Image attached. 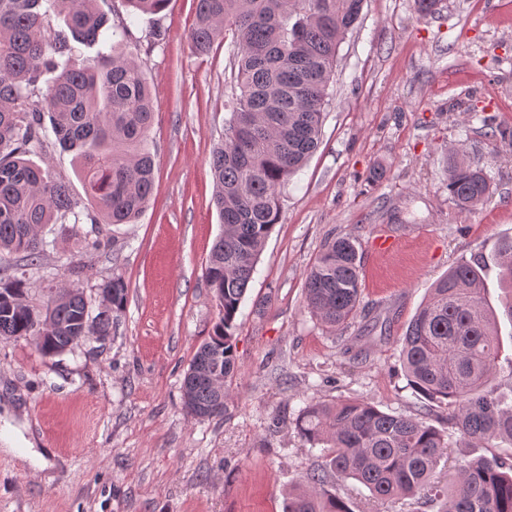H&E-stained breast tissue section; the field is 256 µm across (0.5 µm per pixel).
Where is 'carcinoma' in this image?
<instances>
[{
	"label": "carcinoma",
	"instance_id": "1",
	"mask_svg": "<svg viewBox=\"0 0 512 512\" xmlns=\"http://www.w3.org/2000/svg\"><path fill=\"white\" fill-rule=\"evenodd\" d=\"M169 0H126L142 14L162 12ZM364 0H195L189 40L208 54L232 35L235 71L224 104V140L213 151L214 204L223 231L204 276L218 321L196 350L182 383L188 415H224L229 381L238 369L236 317L258 257L280 217L278 191L320 142L327 90L338 48L359 21ZM67 31L57 32L52 18ZM116 35L98 0H0V255L34 262L44 254L42 228L79 220L77 202L50 166L29 159L55 141L74 153L92 224H131L147 205L154 160L147 145L153 110L142 66L122 53L94 65L60 64L79 45ZM46 71L47 90L29 98ZM491 191L483 168L454 159L448 195L463 211ZM512 321V237L495 243L491 258L463 257L438 279L401 339L410 388L448 410V425L484 448L512 447V403L496 395L503 346L490 276ZM128 285L120 274L101 287L92 316L83 293L65 287L45 311L31 308L21 281H0V341L31 340L45 356L59 355L87 336H109L124 308ZM356 240L324 245L306 273V308L336 329L354 318L361 301ZM217 366L224 390L200 371ZM298 435L322 446L321 464L288 491L283 512H353L337 487L354 480L381 503L423 500L436 512H512V456L452 458L448 432L418 417L386 413L370 402H308L294 420ZM454 460L448 479L440 465Z\"/></svg>",
	"mask_w": 512,
	"mask_h": 512
}]
</instances>
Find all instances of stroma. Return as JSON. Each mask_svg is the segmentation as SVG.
<instances>
[{"instance_id": "35a3bbf8", "label": "stroma", "mask_w": 512, "mask_h": 512, "mask_svg": "<svg viewBox=\"0 0 512 512\" xmlns=\"http://www.w3.org/2000/svg\"><path fill=\"white\" fill-rule=\"evenodd\" d=\"M505 2L440 0L423 17L414 0H365L338 50L320 145L280 189V222L241 304L227 409L195 419L181 383L217 319L204 277L223 230L210 161L234 49L223 40L208 55L192 51L194 0H169L156 15L99 0L111 24L128 26L123 49L150 86L154 191L136 223L51 224L39 262L9 261L8 275L40 308L73 285L97 309L100 285L116 273L128 293L103 341L55 357L23 338L0 342V512H283L320 454L293 426L306 402L355 398L391 414L428 413L407 384L400 339L458 259L512 236ZM455 152L491 182L469 212L446 189ZM33 159L84 202L70 152L51 144ZM344 235L363 257L362 301L334 331L306 309L304 282L326 241ZM381 236L394 251L375 250Z\"/></svg>"}]
</instances>
